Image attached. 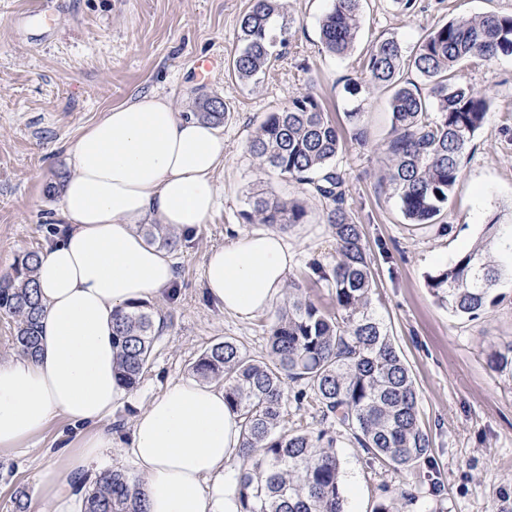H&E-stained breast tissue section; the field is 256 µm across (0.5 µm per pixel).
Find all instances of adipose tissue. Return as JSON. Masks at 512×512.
Here are the masks:
<instances>
[{
	"instance_id": "ef3b65f1",
	"label": "adipose tissue",
	"mask_w": 512,
	"mask_h": 512,
	"mask_svg": "<svg viewBox=\"0 0 512 512\" xmlns=\"http://www.w3.org/2000/svg\"><path fill=\"white\" fill-rule=\"evenodd\" d=\"M72 169L60 200L65 230L40 255L35 281L44 309L36 356L0 361V453L27 448L54 419L76 438L54 451L34 492L51 512H81L79 481L113 435L104 427L127 391L114 370L112 313L171 290L173 259L137 229L157 217L190 234L216 204L213 172L224 137L170 100L141 93L112 107L67 150ZM295 253L277 232L236 234L208 251L207 296L242 320L281 297ZM242 444L241 420L221 389L193 380L172 383L135 419L129 453L146 512H240L231 462Z\"/></svg>"
}]
</instances>
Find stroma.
I'll use <instances>...</instances> for the list:
<instances>
[{"label":"stroma","mask_w":512,"mask_h":512,"mask_svg":"<svg viewBox=\"0 0 512 512\" xmlns=\"http://www.w3.org/2000/svg\"><path fill=\"white\" fill-rule=\"evenodd\" d=\"M250 0H0V277L18 257L43 251L58 230V196L46 193L69 172L66 149L110 108L138 93L156 92L175 111L193 114L203 95L222 97L231 116L221 126L224 164L215 174L217 205L207 224L183 236L172 257V292L152 299L157 340L149 367L109 419L105 470L133 471L126 453L136 416L175 381L193 378V365L212 344L233 339L265 355L276 312L250 320L224 313L203 288L206 253L247 230L241 214L254 193L303 203L302 223L281 227L296 253L289 278L310 298L332 307L314 269H332L335 241L327 205L308 185L259 169L247 143L269 112L289 95L313 93L332 118L354 100L346 93L360 55L374 41L412 46L420 35L456 17L512 14V0H362L361 31L350 56L325 52L319 20L331 0H286L290 46L264 79L244 83L230 74L239 21ZM465 82L492 97L485 122L469 143L461 177L436 223L414 225L402 215L376 144L391 133L389 91L366 97L364 143L348 141L335 165L345 181L346 207L359 224L375 274L373 306L416 380L430 457L410 471L371 463L341 435L346 512H373L406 490L408 512H512V370L496 369L492 349L512 343V279L478 319L451 315L427 277L451 264L486 224H512V55L465 66ZM73 430L53 420L33 446L0 455V512H14L16 490L32 492L49 452Z\"/></svg>","instance_id":"stroma-1"}]
</instances>
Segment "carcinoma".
<instances>
[{"instance_id":"cac0c4a2","label":"carcinoma","mask_w":512,"mask_h":512,"mask_svg":"<svg viewBox=\"0 0 512 512\" xmlns=\"http://www.w3.org/2000/svg\"><path fill=\"white\" fill-rule=\"evenodd\" d=\"M361 0H333L320 19L324 49L335 56L353 50L360 28ZM290 20L281 0H252L237 33L229 70L240 81L256 82L290 44ZM512 55V14L452 19L422 36L411 50L386 38L368 50L360 76L346 86L358 99L391 91L392 133L381 145L387 178L399 208L412 224H429L447 207L461 176L467 145L483 126L489 97L462 81L467 64ZM409 71L421 83L403 81ZM230 115L224 99L199 98L194 116L215 127ZM342 129L309 92L289 96L271 112L247 145L262 169L308 184L331 201L327 214L336 240V264L325 277L335 311L311 300L298 282L288 284V302L271 326L267 354L251 355L226 339L204 351L193 369L207 382L224 386V400L242 420L239 472L242 512H345L336 435L345 431L383 467L408 470L428 458L430 441L419 420L418 392L411 368L372 307L374 275L360 226L344 207L346 191L333 161L342 152ZM242 213L249 224H299L306 215L296 202L253 195ZM153 243L175 250L180 238L163 224L145 232ZM505 243L509 264L492 263L490 244ZM39 254L25 253L13 273L0 279V314L15 323L21 353L38 352L43 305L34 282ZM512 277V224L492 222L479 241L455 261L428 276V287L448 312L474 320L496 302L492 290ZM113 343L120 348L115 369L127 390L137 388L156 339L149 303L136 302L114 314ZM301 381L297 399H308L336 422L317 434L288 429L286 381ZM139 480L106 470L84 493V512H145Z\"/></svg>"}]
</instances>
